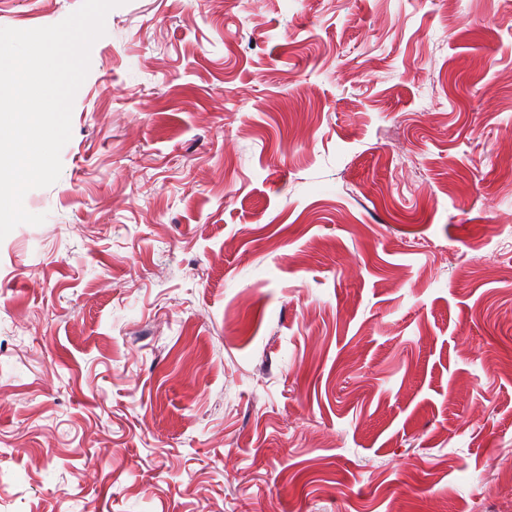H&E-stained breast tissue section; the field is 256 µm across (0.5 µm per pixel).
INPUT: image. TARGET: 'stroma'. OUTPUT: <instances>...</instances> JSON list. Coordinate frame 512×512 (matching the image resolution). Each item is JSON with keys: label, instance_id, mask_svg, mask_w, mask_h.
<instances>
[{"label": "stroma", "instance_id": "35a3bbf8", "mask_svg": "<svg viewBox=\"0 0 512 512\" xmlns=\"http://www.w3.org/2000/svg\"><path fill=\"white\" fill-rule=\"evenodd\" d=\"M105 28L0 240V512H512V0Z\"/></svg>", "mask_w": 512, "mask_h": 512}]
</instances>
